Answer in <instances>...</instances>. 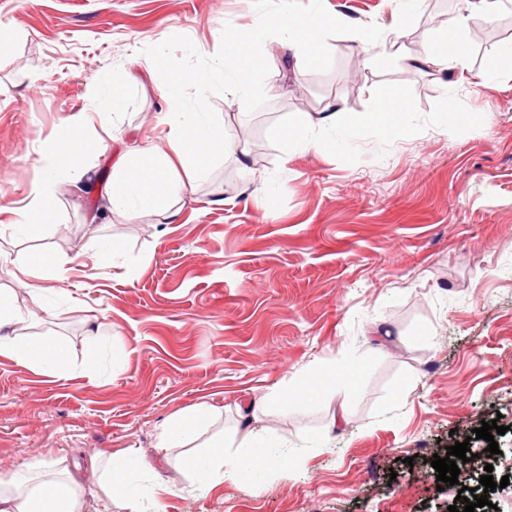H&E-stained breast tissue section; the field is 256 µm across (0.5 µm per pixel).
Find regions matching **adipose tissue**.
<instances>
[{"label":"adipose tissue","mask_w":512,"mask_h":512,"mask_svg":"<svg viewBox=\"0 0 512 512\" xmlns=\"http://www.w3.org/2000/svg\"><path fill=\"white\" fill-rule=\"evenodd\" d=\"M463 23L460 17L451 20L428 41L424 56L413 59V67L432 65L448 71L463 68L467 59L460 37ZM335 26V17L323 11L296 14L284 7L245 29L218 31L215 40L219 50L210 55L208 61L191 70L167 75L162 91L169 102V110L159 118L166 131V144L128 151L118 158L105 195L108 211L123 215L149 212L163 221L173 218L187 178L209 169L231 148L225 124L216 122L206 110L205 92L218 82L223 85L225 95L235 100L243 101L252 95L255 78L265 68L264 50L276 30L280 31L282 43L288 49L292 68L321 63L325 57L323 36ZM163 67V57L153 56L146 60L143 71L125 72L103 93L92 94L91 99L111 112H122L127 107L129 91L139 84L141 74L151 75ZM190 87L196 89L195 97L187 96L186 90ZM411 112L409 99L393 91L379 98L368 112H339L328 105L320 112L294 113L273 129L272 136L285 145L323 152L333 147L337 138L351 139L371 128L388 137L405 134L410 129ZM81 125L82 119L77 116L60 126L59 131L70 141L71 148L64 153L59 147H52L45 176L34 186L25 208L16 211L14 225L31 230L57 222L59 177L74 183L93 181L94 173L87 161L101 155L106 146L102 137L84 135ZM17 276L32 281L49 276L64 282L69 278V269L65 261L44 249L21 261ZM25 318L12 294L1 289L0 355L36 370L62 374L68 359L62 346L50 340L38 346L33 341L19 342L14 338L15 325ZM360 373L361 365L355 361L338 366L317 364L289 389V400L303 408L320 397L350 394ZM212 414V409L200 406L184 410L166 425L160 439L161 448L190 441ZM295 464L292 458L275 461L253 451L246 439L241 442L239 454L226 458L224 439L218 436L208 441L207 462L196 466L195 472L201 479L217 482L249 477L254 489L260 491L264 488L263 477L271 470L284 472ZM59 465L58 459L49 457L43 460L36 477H28L23 469L1 476L0 512H85L92 485L84 483L73 470H60Z\"/></svg>","instance_id":"adipose-tissue-1"}]
</instances>
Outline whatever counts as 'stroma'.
I'll return each mask as SVG.
<instances>
[{"label":"stroma","instance_id":"obj_1","mask_svg":"<svg viewBox=\"0 0 512 512\" xmlns=\"http://www.w3.org/2000/svg\"><path fill=\"white\" fill-rule=\"evenodd\" d=\"M281 2L0 0V22L17 34L0 54V220L28 202L44 174L38 159L73 115L86 113L85 133L114 135L91 161L103 186L125 144L161 142L168 103L157 83L133 88L117 116L91 107L94 86L159 50L168 70L200 65L213 31L245 28ZM289 2L335 15L325 61L288 71L274 38L248 106L218 84L206 94L215 117L240 113L228 134L249 150V169L227 154L168 224L103 216L100 199L67 186L57 223L0 243V289L30 315L17 339L70 352L59 376L0 358V474L50 451L71 464L133 448L128 464L143 483L162 484L165 512H448L485 464L494 479L512 476V79L484 72L512 45V0L468 19L469 72L456 84L406 60L463 12L462 0H420L394 33L407 0ZM372 28L378 39L363 46ZM394 45L405 60L367 64ZM392 90L413 106L398 137L369 131L313 152L269 136L290 113L329 102L368 112ZM448 104L464 119L444 130L434 115ZM100 240L122 246L104 273L94 268ZM44 247L67 261L69 278L35 292L16 266ZM350 359L363 370L347 401L263 408L315 363ZM193 405L216 411L200 440L223 434L232 456L248 428L296 466L260 491L199 479L185 462L201 449L157 448L164 425ZM495 419L507 431L490 456L472 431ZM464 440L472 461L458 486H439L433 455Z\"/></svg>","mask_w":512,"mask_h":512}]
</instances>
